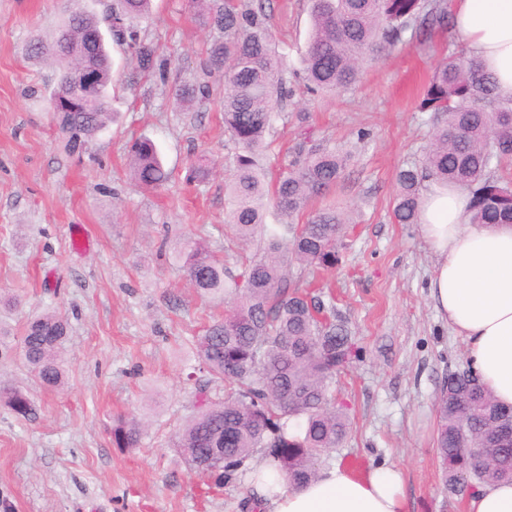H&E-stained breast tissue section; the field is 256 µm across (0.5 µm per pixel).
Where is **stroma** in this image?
<instances>
[{"mask_svg":"<svg viewBox=\"0 0 512 512\" xmlns=\"http://www.w3.org/2000/svg\"><path fill=\"white\" fill-rule=\"evenodd\" d=\"M111 6L0 0V294L17 301L0 312V326L16 337L48 310L69 322L60 390L37 385L18 350L0 358V383L35 408L23 419L0 405V512H242L263 452L217 485L191 472L171 442L197 412L189 340L226 309L190 287L176 246L201 240L234 270L259 248L230 241L224 224L235 149L224 137V73L205 66L221 32L202 25L186 0H153L135 25L159 46L166 73L140 74L112 45L117 120L77 157L47 108L57 67L29 57L27 45L72 10L102 18ZM265 9L289 72L301 73L308 0H265ZM462 46L454 30L435 29L383 52L335 98L297 89L275 122L266 163L270 174L286 164L301 113L316 139L354 154L323 199L348 210L352 228L314 295L327 316L347 323L359 356L336 380L349 433L320 465L359 476L401 467L408 512H466L469 500L448 490L434 445L436 401L448 373L468 364L465 341L437 314L435 257L419 225L396 223L392 211L398 170L429 143L432 115L418 109L424 87ZM184 81L207 86V95L183 103L175 89ZM143 135L172 174L158 191L132 180L128 146ZM204 160L215 166L210 179H190ZM120 416L145 423L140 447L113 446Z\"/></svg>","mask_w":512,"mask_h":512,"instance_id":"stroma-1","label":"stroma"}]
</instances>
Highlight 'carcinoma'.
<instances>
[{
	"mask_svg": "<svg viewBox=\"0 0 512 512\" xmlns=\"http://www.w3.org/2000/svg\"><path fill=\"white\" fill-rule=\"evenodd\" d=\"M152 0H113L112 41L126 46L146 73L160 69L159 49L140 36L128 20L142 18ZM203 23L224 38L206 49L207 65L224 70V135L235 147V165L224 181L228 209L224 223L241 241L267 237L261 255L234 275L207 246L189 241L177 250L188 282L208 297L233 300L224 317L195 337L199 370L208 379L198 385V412L174 436V446L200 476L219 483L244 466L257 448L265 464L284 472L290 486L303 487L317 475V461L339 447L349 420L336 406V375L356 358L344 325L322 316L320 301L309 288L323 272L341 262L349 219L334 206L309 210L344 175L352 154L324 143L305 147L309 132L299 133L295 157L270 180L261 161L278 109L293 96L287 66L275 51L268 14L259 0H188ZM312 26L303 57L307 89L334 95L353 86L367 59L404 43L427 27L448 26V0H311ZM101 32L93 14L70 13L57 31L33 41L29 55L50 57L58 66L48 102L67 94L66 78L74 65L78 40ZM101 74V99L88 109L72 104L53 113L57 133L70 154L109 127L108 98L112 58L102 37L84 57ZM436 123L430 145L419 162L399 169L393 214L400 224L417 223L425 181L450 182L468 197L476 224H512V180L500 174L512 160V100L501 99L494 78L467 52L452 53L434 69L419 106ZM137 185L156 191L170 179L155 143L142 137L130 149ZM274 204L290 222L269 230L265 211ZM309 270L310 279H293V265ZM69 333L67 319L43 313L23 327L19 343L31 373L44 389L64 384L61 359ZM212 381L225 384L227 396L214 403ZM0 397L15 414L33 413L20 391ZM435 447L448 489L472 494L475 488L512 482V438L498 430L512 427V407L498 402L466 371L445 378L437 399ZM142 425L117 419L112 443L137 448Z\"/></svg>",
	"mask_w": 512,
	"mask_h": 512,
	"instance_id": "1",
	"label": "carcinoma"
}]
</instances>
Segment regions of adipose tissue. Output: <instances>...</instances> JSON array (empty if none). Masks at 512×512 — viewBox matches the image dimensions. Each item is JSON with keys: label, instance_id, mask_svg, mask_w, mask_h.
Segmentation results:
<instances>
[{"label": "adipose tissue", "instance_id": "1", "mask_svg": "<svg viewBox=\"0 0 512 512\" xmlns=\"http://www.w3.org/2000/svg\"><path fill=\"white\" fill-rule=\"evenodd\" d=\"M457 33L512 99V0H451ZM418 224L435 256L430 291L439 315L466 340L471 368L502 404L512 405V225L475 224L454 185L430 182ZM258 512H405L401 471L381 465L357 476L334 465L302 488L258 466Z\"/></svg>", "mask_w": 512, "mask_h": 512}]
</instances>
